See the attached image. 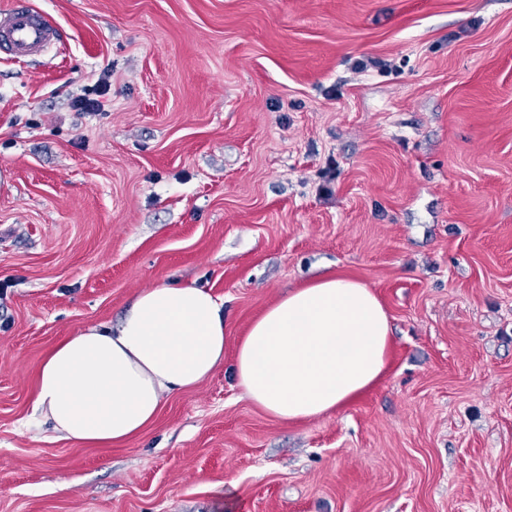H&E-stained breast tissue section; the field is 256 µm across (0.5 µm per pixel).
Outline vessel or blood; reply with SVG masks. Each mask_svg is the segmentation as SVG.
I'll use <instances>...</instances> for the list:
<instances>
[{
	"mask_svg": "<svg viewBox=\"0 0 512 512\" xmlns=\"http://www.w3.org/2000/svg\"><path fill=\"white\" fill-rule=\"evenodd\" d=\"M60 39L57 26L28 0H14L0 12V52L27 58L46 52Z\"/></svg>",
	"mask_w": 512,
	"mask_h": 512,
	"instance_id": "b4317fda",
	"label": "vessel or blood"
}]
</instances>
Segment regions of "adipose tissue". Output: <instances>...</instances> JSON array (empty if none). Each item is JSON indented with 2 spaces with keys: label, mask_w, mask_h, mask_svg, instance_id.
<instances>
[{
  "label": "adipose tissue",
  "mask_w": 512,
  "mask_h": 512,
  "mask_svg": "<svg viewBox=\"0 0 512 512\" xmlns=\"http://www.w3.org/2000/svg\"><path fill=\"white\" fill-rule=\"evenodd\" d=\"M224 302L194 285L138 293L117 325L82 328L45 357L36 409L62 440L110 446L137 436L163 400L224 363ZM390 318L364 283L329 275L292 289L235 347L233 373L269 416L303 422L372 387L387 367Z\"/></svg>",
  "instance_id": "adipose-tissue-1"
}]
</instances>
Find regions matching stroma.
<instances>
[{"instance_id": "obj_1", "label": "stroma", "mask_w": 512, "mask_h": 512, "mask_svg": "<svg viewBox=\"0 0 512 512\" xmlns=\"http://www.w3.org/2000/svg\"><path fill=\"white\" fill-rule=\"evenodd\" d=\"M31 3L60 40L0 54V512H512V0ZM326 273L393 327L335 412L268 416L229 346L123 443L33 424L45 355L139 291L205 287L236 339Z\"/></svg>"}]
</instances>
